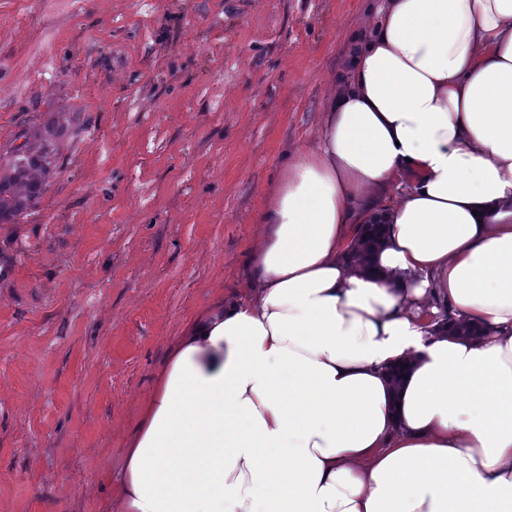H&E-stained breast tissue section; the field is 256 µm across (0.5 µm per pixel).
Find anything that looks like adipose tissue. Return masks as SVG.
<instances>
[{
    "instance_id": "1",
    "label": "adipose tissue",
    "mask_w": 512,
    "mask_h": 512,
    "mask_svg": "<svg viewBox=\"0 0 512 512\" xmlns=\"http://www.w3.org/2000/svg\"><path fill=\"white\" fill-rule=\"evenodd\" d=\"M325 110L253 296L171 346L118 512H512V0H388ZM360 220L385 225L368 256ZM432 293L483 335L431 331Z\"/></svg>"
}]
</instances>
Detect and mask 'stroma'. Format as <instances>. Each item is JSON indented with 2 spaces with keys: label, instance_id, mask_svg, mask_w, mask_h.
Returning <instances> with one entry per match:
<instances>
[{
  "label": "stroma",
  "instance_id": "obj_1",
  "mask_svg": "<svg viewBox=\"0 0 512 512\" xmlns=\"http://www.w3.org/2000/svg\"><path fill=\"white\" fill-rule=\"evenodd\" d=\"M385 0H0V148L67 123L0 223V512H116L111 474L185 326L248 285Z\"/></svg>",
  "mask_w": 512,
  "mask_h": 512
}]
</instances>
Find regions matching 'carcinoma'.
Returning a JSON list of instances; mask_svg holds the SVG:
<instances>
[{"mask_svg": "<svg viewBox=\"0 0 512 512\" xmlns=\"http://www.w3.org/2000/svg\"><path fill=\"white\" fill-rule=\"evenodd\" d=\"M69 122L65 129L51 125L34 132L24 130L15 136L20 144L0 152V222L14 221L40 202L46 191L45 175L58 158L60 141L83 130L81 113H72ZM438 308L447 332L482 333L481 328L452 317L445 305Z\"/></svg>", "mask_w": 512, "mask_h": 512, "instance_id": "obj_1", "label": "carcinoma"}]
</instances>
